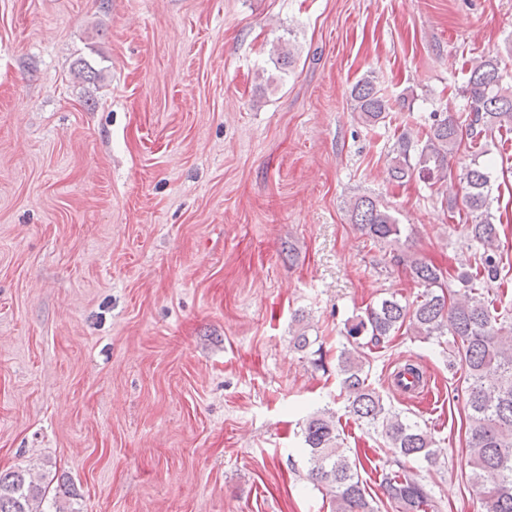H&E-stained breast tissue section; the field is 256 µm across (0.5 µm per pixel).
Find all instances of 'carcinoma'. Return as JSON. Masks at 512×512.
I'll return each instance as SVG.
<instances>
[{
  "label": "carcinoma",
  "mask_w": 512,
  "mask_h": 512,
  "mask_svg": "<svg viewBox=\"0 0 512 512\" xmlns=\"http://www.w3.org/2000/svg\"><path fill=\"white\" fill-rule=\"evenodd\" d=\"M500 65L498 56L489 55L470 67L464 89L470 110L463 121L452 115L436 120L421 143L406 133L397 137L390 150L391 180H431L458 152L463 138L474 149L493 132L512 131V90L501 84ZM350 97L360 123L374 126L390 117V99L372 80H358ZM459 182L465 190V226L477 244L474 268L457 275L463 289L449 288L446 273L432 264L412 256L393 257L409 268L422 293L411 303L383 297L345 323L346 343L336 363L339 397L347 412L380 435L394 454L380 487L398 512L438 510L430 491L406 466L419 460L437 463L431 436L419 422L386 404L366 371L370 357L365 349L403 329L427 340L452 337L448 366L459 367L466 384L468 479L479 489L486 512H512V314L498 311L492 300L473 296L477 286L499 280L500 229L493 222L487 167L472 158L461 168ZM350 212L352 224L374 243L401 237L396 218L369 196L355 198ZM303 434L309 476L326 490L333 512H378L360 477V459L340 447L334 415L325 409L311 413ZM46 491L29 468L0 472V512H50L44 507Z\"/></svg>",
  "instance_id": "obj_1"
}]
</instances>
